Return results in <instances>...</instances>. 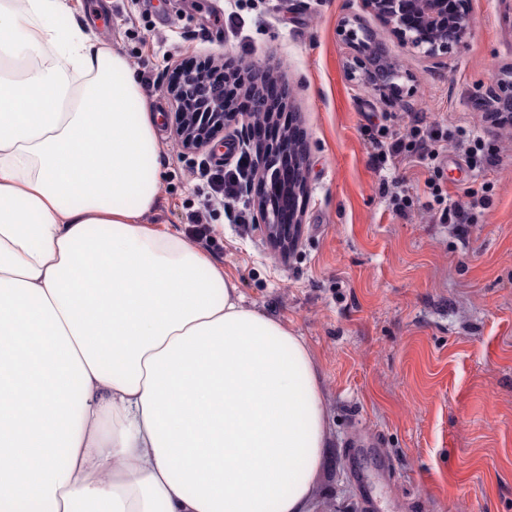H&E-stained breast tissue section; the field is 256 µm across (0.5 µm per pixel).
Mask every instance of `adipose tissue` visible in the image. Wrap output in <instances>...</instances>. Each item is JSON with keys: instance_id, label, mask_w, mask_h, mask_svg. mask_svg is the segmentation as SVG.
Wrapping results in <instances>:
<instances>
[{"instance_id": "obj_1", "label": "adipose tissue", "mask_w": 512, "mask_h": 512, "mask_svg": "<svg viewBox=\"0 0 512 512\" xmlns=\"http://www.w3.org/2000/svg\"><path fill=\"white\" fill-rule=\"evenodd\" d=\"M64 0H0V512H310L328 447L303 337L159 206L126 57Z\"/></svg>"}]
</instances>
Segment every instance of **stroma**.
I'll list each match as a JSON object with an SVG mask.
<instances>
[{
  "label": "stroma",
  "mask_w": 512,
  "mask_h": 512,
  "mask_svg": "<svg viewBox=\"0 0 512 512\" xmlns=\"http://www.w3.org/2000/svg\"><path fill=\"white\" fill-rule=\"evenodd\" d=\"M87 34L137 70L166 151L159 210L224 266L246 305L303 336L325 387L328 454L312 512H512V128L483 100L512 74V0H464L472 30L434 59L405 46L365 0H65ZM359 19L400 71L393 84L357 69L340 28ZM254 64L287 98L282 116L304 151L299 241L276 253L242 193L243 219L208 199L200 164L233 169L246 118L208 147H183L177 67ZM416 113L458 127L497 164L470 168L444 154L454 201L477 191L473 224L432 223L426 168L379 163L382 116ZM412 196L402 217L392 194ZM205 229L190 224L197 212Z\"/></svg>",
  "instance_id": "1"
}]
</instances>
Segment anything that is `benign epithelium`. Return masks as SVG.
<instances>
[{
  "label": "benign epithelium",
  "mask_w": 512,
  "mask_h": 512,
  "mask_svg": "<svg viewBox=\"0 0 512 512\" xmlns=\"http://www.w3.org/2000/svg\"><path fill=\"white\" fill-rule=\"evenodd\" d=\"M367 5L386 23L394 26L403 43L427 58L448 52L469 28L467 16L449 14L448 0H367ZM409 9L416 15V24L406 28L402 25V18ZM341 32L361 56L360 63L367 64L377 50L383 59H388L384 45L363 25L353 28L350 20L346 19L341 25ZM196 86L197 83L188 77L170 84L167 93L181 107L185 99L196 94ZM229 96L228 91L215 93L209 104L193 112L177 113L178 130L186 148L203 147L216 129L236 120L237 113L229 106ZM293 157L295 144L282 136L274 144L265 146L254 162L256 179L269 185L270 189L269 194L258 200L260 223L265 226L268 241L284 254L296 243L298 218H293L291 224H284L283 211L287 208L290 213H295L297 196L305 191L303 182L284 175L285 169L292 165Z\"/></svg>",
  "instance_id": "benign-epithelium-1"
}]
</instances>
